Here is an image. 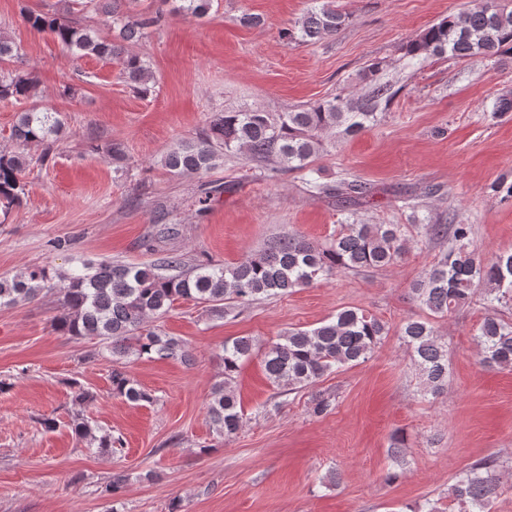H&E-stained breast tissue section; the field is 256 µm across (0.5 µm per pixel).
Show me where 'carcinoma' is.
<instances>
[{"mask_svg":"<svg viewBox=\"0 0 512 512\" xmlns=\"http://www.w3.org/2000/svg\"><path fill=\"white\" fill-rule=\"evenodd\" d=\"M173 12L203 18L215 0H175ZM85 5L105 17L109 33L83 25L56 13L26 10L24 21L38 32H46L67 51L79 57L115 59L122 74L142 93L155 77L144 58L127 45L141 40L146 29L159 26L167 13L134 12L136 0H87ZM345 14L334 0H321L286 32L297 43L313 42L342 27ZM512 50V9L501 0H478L469 11L423 30L405 45L411 59L427 60L445 55L457 58H495ZM382 64L371 63L362 79L370 93L356 101L340 95L325 97L313 105L291 112L229 110L216 112L192 138L179 140L164 155L162 164L173 174H206L236 151L258 161L276 159L284 168L319 173L315 161L324 152L320 134L334 129L342 137L354 136L377 119L382 104L392 99L391 84L382 78ZM36 80L4 72L0 68V100L29 101L19 113L12 138L17 151L0 154V203L12 207L25 197L24 173L31 164L25 147L46 145V160L60 133V113L36 101ZM336 196L366 198L370 190L356 181L341 182ZM455 245L448 248L417 281L411 293L430 315L444 317L469 304L474 287L485 286L490 302L512 308V252L492 261L468 249V224L452 225ZM408 250L402 224H344L336 239L315 244L301 236L282 237L264 251L232 266L199 263L182 270L183 259L169 256L160 263L74 268L60 277L61 284L45 268H32L11 278L0 277V305L32 301L43 291H56L60 313L54 329L63 336L97 339L110 348L112 393L139 404L154 397L126 371L132 357L150 359L186 358L183 341L164 335L149 320H158L179 299H193L214 316H222L246 302L284 296L328 280L342 270L384 268L402 260ZM387 335L376 317L358 308H342L312 329H293L263 350L262 366L269 383L290 391L315 385L325 375L368 360ZM404 343L412 351L414 364L426 390L436 394L448 385V349L441 343L430 321L409 318L400 328ZM481 363L489 368L512 370V323L497 315L484 318L476 334ZM257 351L251 337L224 343V380L215 385L209 413L216 430L230 439L245 423V413L233 384L241 364ZM72 432L97 444L110 454L122 446L112 433L96 435V429L77 416ZM499 461L484 458L454 478L448 486V512H492L500 488ZM126 476L115 473L100 486L99 494L114 498L124 489Z\"/></svg>","mask_w":512,"mask_h":512,"instance_id":"1","label":"carcinoma"}]
</instances>
